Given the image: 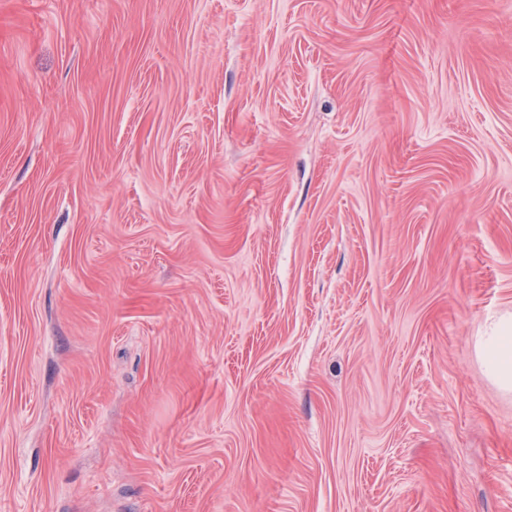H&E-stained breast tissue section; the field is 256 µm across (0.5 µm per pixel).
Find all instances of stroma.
I'll return each mask as SVG.
<instances>
[{
  "label": "stroma",
  "mask_w": 512,
  "mask_h": 512,
  "mask_svg": "<svg viewBox=\"0 0 512 512\" xmlns=\"http://www.w3.org/2000/svg\"><path fill=\"white\" fill-rule=\"evenodd\" d=\"M512 0H0V512H512ZM480 355L495 382L512 390V326L508 321L491 323L480 337Z\"/></svg>",
  "instance_id": "1"
}]
</instances>
